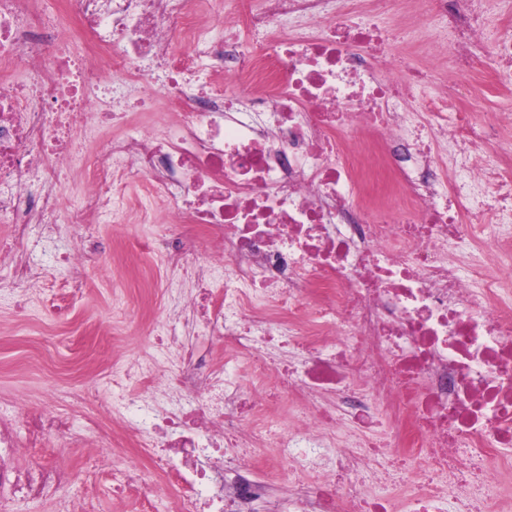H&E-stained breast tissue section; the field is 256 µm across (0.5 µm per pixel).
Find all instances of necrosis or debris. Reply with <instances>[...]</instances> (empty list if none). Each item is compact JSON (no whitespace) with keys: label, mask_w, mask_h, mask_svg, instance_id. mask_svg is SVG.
I'll list each match as a JSON object with an SVG mask.
<instances>
[{"label":"necrosis or debris","mask_w":512,"mask_h":512,"mask_svg":"<svg viewBox=\"0 0 512 512\" xmlns=\"http://www.w3.org/2000/svg\"><path fill=\"white\" fill-rule=\"evenodd\" d=\"M490 2L0 0V264L15 307L45 279L31 244L63 224L82 292L81 230L132 183L141 222L159 199L182 231L148 247L179 289L168 330L139 315L126 331L172 351L123 369L153 396L123 398L83 434L24 400L0 408V512L24 499L86 512L63 493L84 477L77 453L120 496L157 478L179 512H259L275 490L291 512H390L401 484L409 512H444L452 491L486 512V469L512 447V271L462 275L448 246L465 231L497 252L512 225V109L473 105L512 91V21L486 38ZM390 18L445 21L473 81L451 75L444 97H424L433 60L383 71ZM141 81L175 122H118L114 102ZM74 169L86 182L66 205ZM201 334L228 365L250 360L252 381L201 358ZM129 428L141 456L121 451ZM26 448L56 455L21 470Z\"/></svg>","instance_id":"1"}]
</instances>
